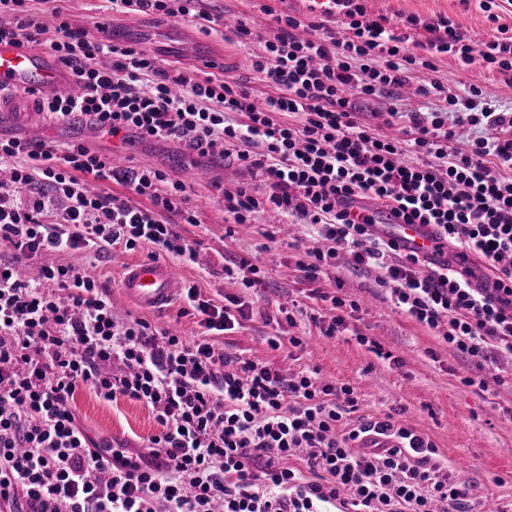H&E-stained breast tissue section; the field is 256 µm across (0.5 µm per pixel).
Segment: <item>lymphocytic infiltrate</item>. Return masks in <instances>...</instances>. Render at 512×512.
<instances>
[{"mask_svg": "<svg viewBox=\"0 0 512 512\" xmlns=\"http://www.w3.org/2000/svg\"><path fill=\"white\" fill-rule=\"evenodd\" d=\"M110 2L117 13L183 19L205 32L224 22L208 0ZM320 15L273 13L275 32L261 40L237 20L239 45L262 44L249 65L273 94L260 103L223 75L168 69L145 49L113 42L108 24L89 36L59 6L43 16L28 0H0V41L41 44L73 72L79 94L38 100L49 120L94 112L116 133L233 158L266 191L224 190L226 223L251 224L272 210L304 226L311 245L296 262L304 278L344 262L377 269L396 308L479 369L465 385H505L506 376L482 369L512 361V113L478 85L462 96L433 74L435 57L449 54L512 86V30L489 14L496 34L477 43L448 17L408 16L393 26L362 0H326ZM338 16L342 37L327 25ZM304 27L311 36H299ZM409 84L433 107L389 109L403 134L377 133L362 104ZM115 182L128 195H114ZM186 192L163 170H119L111 155L81 143L0 139V244L13 252L0 259L5 512H474V485L446 472L431 439L389 414L356 417L353 387L320 380L315 368L288 376L218 351L214 337L246 314L237 298L219 304L188 286L182 299L202 332L186 340L139 317L119 319L109 293L72 265L20 270L46 253L102 261L144 244L195 262L196 249L176 230L177 221H198ZM353 196L434 225L472 251L492 287H469L458 271L401 253L371 231V218L351 216ZM82 388L151 409L160 431L136 465L89 447L71 408ZM367 435L394 445L357 447Z\"/></svg>", "mask_w": 512, "mask_h": 512, "instance_id": "lymphocytic-infiltrate-1", "label": "lymphocytic infiltrate"}]
</instances>
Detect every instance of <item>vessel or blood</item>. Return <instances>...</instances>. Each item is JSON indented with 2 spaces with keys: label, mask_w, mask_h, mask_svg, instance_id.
<instances>
[{
  "label": "vessel or blood",
  "mask_w": 512,
  "mask_h": 512,
  "mask_svg": "<svg viewBox=\"0 0 512 512\" xmlns=\"http://www.w3.org/2000/svg\"><path fill=\"white\" fill-rule=\"evenodd\" d=\"M74 84V76L60 67L51 56L10 42H0V90L42 98L70 92ZM74 121L96 133L102 142L117 153L128 154L138 147L135 137L120 139L112 136L96 113H77ZM374 231L394 242L398 250L427 257L439 264L449 262L454 268L461 269L473 263L470 254L440 239L428 224H402L393 218L387 223L375 225ZM178 283L179 277L170 265L146 260L124 271L120 287L140 308L155 310L173 301Z\"/></svg>",
  "instance_id": "vessel-or-blood-1"
}]
</instances>
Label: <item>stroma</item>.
<instances>
[{
  "instance_id": "35a3bbf8",
  "label": "stroma",
  "mask_w": 512,
  "mask_h": 512,
  "mask_svg": "<svg viewBox=\"0 0 512 512\" xmlns=\"http://www.w3.org/2000/svg\"><path fill=\"white\" fill-rule=\"evenodd\" d=\"M216 9L234 18L247 19L256 31L272 30L270 10H285L309 17L308 0H214ZM368 12L386 16L391 24L413 15L423 19L450 17L463 33L483 41L493 35V23L479 7V0H366ZM70 21L94 30L97 21L109 20L121 33L139 31L140 43L165 62L181 65L185 49L172 45L164 29L173 27L171 19L144 14L111 12L106 0H64ZM210 39L223 45L227 80L253 89L257 100L272 90L255 81L248 66L249 52L259 44L243 48L219 32ZM436 79L454 92L462 93L471 84H480L484 94L498 99L500 109L512 111V95L507 94L498 76L480 74L448 55L435 61ZM119 167H152L180 178L182 172H196L190 180L188 204L198 211L194 224L179 225V232L197 249L194 264L176 263L179 278L195 283L210 298L235 296L249 307V317L234 332L218 336L216 344L225 354L272 362L295 372L318 367L328 380L348 384L356 390L358 415L381 417L393 414L398 420L418 426L436 444L448 461V469L460 479L478 486V512H512V389L478 391L461 383L460 376L469 361L448 351L446 345L391 303L386 290L376 287V270L353 273L340 269L335 279L309 281L295 269L299 251L281 231L278 218L267 212L253 224H228L224 221L222 191L238 184L262 189L258 176L239 167L232 159L201 157L184 151L174 141L140 142L136 152L116 155ZM148 249L116 252L111 261L94 266L100 283L111 294L119 314L144 317L153 327L186 337L198 335L197 319L181 315V299L160 311H141L131 305L119 283L126 267L147 259ZM259 256L267 272L262 288L243 287L225 278L224 269L240 259ZM341 292L360 302L352 318L353 332L335 338L320 335L306 315L313 292ZM292 318H285V311ZM377 340L386 351L400 358V365L377 358L354 338V331ZM280 337L281 348L268 340ZM291 336L300 337L301 346L288 345ZM80 426L89 433L121 442L134 452H144L149 438L159 432L151 410L123 398L109 402L93 391L80 389L72 403Z\"/></svg>"
}]
</instances>
